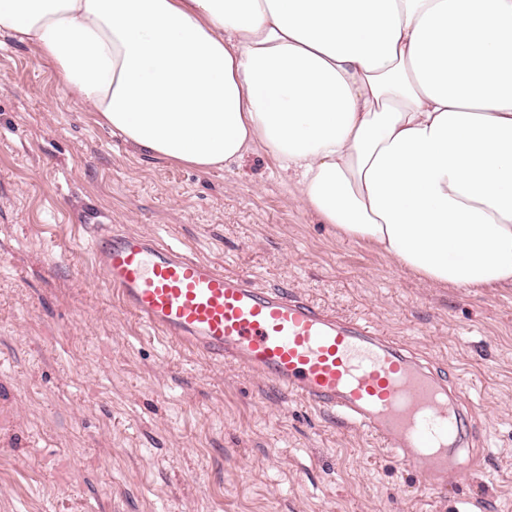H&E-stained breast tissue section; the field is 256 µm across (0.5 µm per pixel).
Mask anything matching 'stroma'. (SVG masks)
<instances>
[{
  "mask_svg": "<svg viewBox=\"0 0 512 512\" xmlns=\"http://www.w3.org/2000/svg\"><path fill=\"white\" fill-rule=\"evenodd\" d=\"M99 223L370 319L467 381L483 460L425 489L333 415L161 340L96 276ZM0 512H512V288L339 238L262 147L208 171L145 155L2 36Z\"/></svg>",
  "mask_w": 512,
  "mask_h": 512,
  "instance_id": "obj_1",
  "label": "stroma"
}]
</instances>
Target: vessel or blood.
Segmentation results:
<instances>
[{
    "instance_id": "vessel-or-blood-1",
    "label": "vessel or blood",
    "mask_w": 512,
    "mask_h": 512,
    "mask_svg": "<svg viewBox=\"0 0 512 512\" xmlns=\"http://www.w3.org/2000/svg\"><path fill=\"white\" fill-rule=\"evenodd\" d=\"M97 275L161 338L246 369L381 442L438 489L465 474L471 413L460 388L396 339L177 244L100 233Z\"/></svg>"
}]
</instances>
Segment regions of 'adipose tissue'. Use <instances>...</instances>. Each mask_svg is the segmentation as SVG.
Wrapping results in <instances>:
<instances>
[{
  "mask_svg": "<svg viewBox=\"0 0 512 512\" xmlns=\"http://www.w3.org/2000/svg\"><path fill=\"white\" fill-rule=\"evenodd\" d=\"M0 33L140 152L263 146L338 236L512 286V0H0Z\"/></svg>",
  "mask_w": 512,
  "mask_h": 512,
  "instance_id": "obj_1",
  "label": "adipose tissue"
}]
</instances>
